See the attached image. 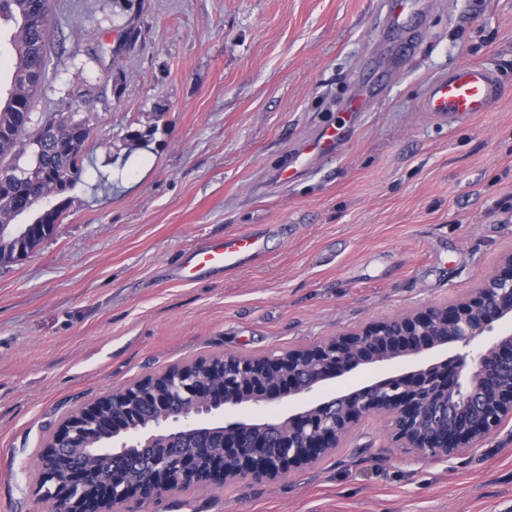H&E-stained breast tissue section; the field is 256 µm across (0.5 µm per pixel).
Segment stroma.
<instances>
[{
    "label": "stroma",
    "instance_id": "1",
    "mask_svg": "<svg viewBox=\"0 0 512 512\" xmlns=\"http://www.w3.org/2000/svg\"><path fill=\"white\" fill-rule=\"evenodd\" d=\"M380 2L50 0L32 116L76 108L93 132L67 218L0 265V512H51L36 460L77 407L201 357H274L453 302L512 251V0H427L396 72ZM464 61L504 95L437 121L423 90ZM374 82L368 111L348 112ZM329 125L350 130L335 156L283 184ZM232 233L263 234L265 258L174 280L184 253ZM120 512H512V418L436 459L368 417L276 481Z\"/></svg>",
    "mask_w": 512,
    "mask_h": 512
}]
</instances>
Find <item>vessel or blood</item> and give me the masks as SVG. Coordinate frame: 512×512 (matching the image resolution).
Returning a JSON list of instances; mask_svg holds the SVG:
<instances>
[{
	"mask_svg": "<svg viewBox=\"0 0 512 512\" xmlns=\"http://www.w3.org/2000/svg\"><path fill=\"white\" fill-rule=\"evenodd\" d=\"M385 29L396 35L400 53L396 68H403L414 53L424 30L419 25L417 0H386ZM503 94L496 74L477 63H462L433 79L427 86L422 108L437 119L455 122L459 118L491 111ZM343 138L339 128L324 129L305 146L301 160L334 154ZM259 238L249 234H228L204 243L182 257L177 280H187L191 271L207 269L231 273L259 255Z\"/></svg>",
	"mask_w": 512,
	"mask_h": 512,
	"instance_id": "1",
	"label": "vessel or blood"
}]
</instances>
